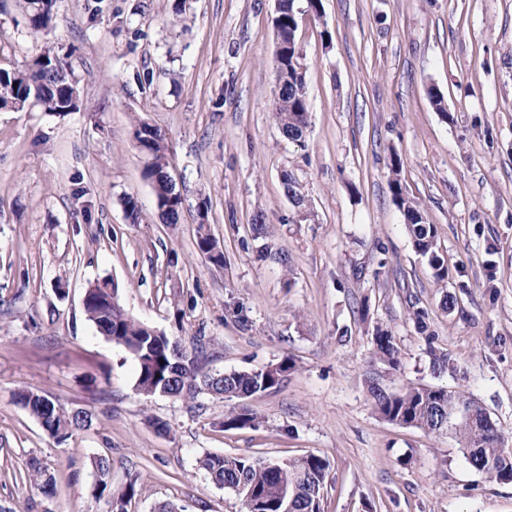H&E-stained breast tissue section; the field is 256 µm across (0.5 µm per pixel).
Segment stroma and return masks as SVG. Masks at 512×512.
<instances>
[{
    "label": "stroma",
    "instance_id": "stroma-1",
    "mask_svg": "<svg viewBox=\"0 0 512 512\" xmlns=\"http://www.w3.org/2000/svg\"><path fill=\"white\" fill-rule=\"evenodd\" d=\"M297 5L302 147L272 112L276 0H60L45 37L0 0V69L54 43L82 100L61 116L0 111V512H110L97 455L113 491L136 481L127 512H244L198 469L208 453L325 458L323 512H512V484L487 481L452 438L384 420L372 396L460 392L512 446V0H321L317 17ZM140 120L166 135L179 223L159 216ZM394 174L435 227L446 280L413 246ZM202 231L223 265L199 252ZM266 243L287 262L259 258ZM102 279L137 321L203 345L213 369L294 367L246 399L256 420L243 428L224 424L230 400L144 396L134 357L85 317ZM379 329L398 368L373 354ZM434 351L449 371L433 373ZM22 390L90 413L91 427L57 443L16 402ZM34 458L53 496L26 480Z\"/></svg>",
    "mask_w": 512,
    "mask_h": 512
}]
</instances>
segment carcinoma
Listing matches in <instances>:
<instances>
[{"instance_id": "cac0c4a2", "label": "carcinoma", "mask_w": 512, "mask_h": 512, "mask_svg": "<svg viewBox=\"0 0 512 512\" xmlns=\"http://www.w3.org/2000/svg\"><path fill=\"white\" fill-rule=\"evenodd\" d=\"M32 34L41 35L55 28L59 0H17ZM276 17L277 36L296 42L298 13L294 0H282ZM278 78L280 99L274 106V117L281 131L299 145H305L303 128L308 126L309 103L305 72L291 58L280 61ZM38 106L44 112L65 114L80 110V97L71 74L67 57L46 45L24 68L0 69V110L19 112ZM137 147L151 159L147 177L152 183L159 214L166 224L178 223L183 195L168 180L169 156L165 135L158 128L141 122L136 127ZM389 181L393 200L402 210L416 250L428 258L437 270L436 276L447 277L444 258L437 250L435 230L427 222L424 211L406 194L398 169ZM284 192L297 207L305 198L284 174ZM84 312L97 331L108 341L130 352L138 366L136 389L145 396L166 391L180 400H193L201 392L216 398L245 400L280 384L284 373L294 368L292 360L284 359L273 370L234 371L224 375V382H212L214 371L207 367V358L195 347L185 351V366L170 379L173 360L169 354L172 341L153 334L147 326L133 319L119 302L118 285L102 280L89 286ZM376 353L391 366L400 363L399 350L393 337L382 330L374 337ZM377 411L389 422L413 427L432 434H447L459 445L458 451L466 462L488 480L499 484L512 483V448L505 446L504 436L489 413L479 402L443 387H411L400 393L373 392ZM18 401L57 441L63 442L73 434L87 430L92 416L80 410L73 412L46 396L29 391L18 394ZM256 416L241 406L232 411L225 425L244 427L254 424ZM199 469L206 472L218 486L230 489L244 501L245 512H321L322 491L329 463L310 454L287 462H271L248 457L224 456L209 453L197 460ZM30 484L42 494L53 495L55 479L37 461L30 463ZM136 480L129 481L118 494L105 484L99 494L116 499L113 512H126V505L136 495Z\"/></svg>"}]
</instances>
